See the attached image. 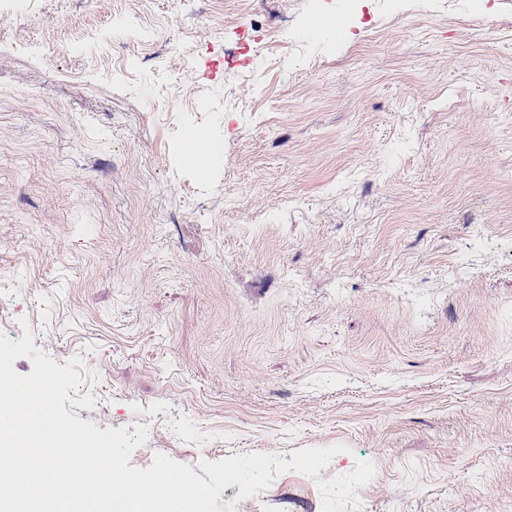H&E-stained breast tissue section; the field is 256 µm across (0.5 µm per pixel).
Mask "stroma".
<instances>
[{
  "mask_svg": "<svg viewBox=\"0 0 512 512\" xmlns=\"http://www.w3.org/2000/svg\"><path fill=\"white\" fill-rule=\"evenodd\" d=\"M236 0L0 20V333L81 356L138 468L340 446L234 512H512V0ZM281 42L262 39L271 26ZM214 158L187 157L194 129Z\"/></svg>",
  "mask_w": 512,
  "mask_h": 512,
  "instance_id": "1",
  "label": "stroma"
}]
</instances>
